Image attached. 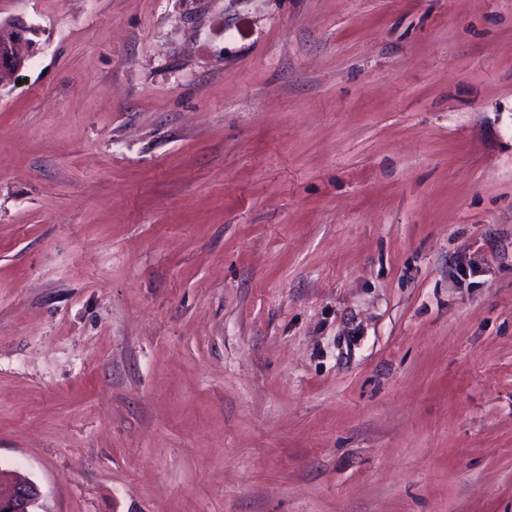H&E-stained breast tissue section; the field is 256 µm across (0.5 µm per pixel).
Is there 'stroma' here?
<instances>
[{
	"instance_id": "stroma-1",
	"label": "stroma",
	"mask_w": 512,
	"mask_h": 512,
	"mask_svg": "<svg viewBox=\"0 0 512 512\" xmlns=\"http://www.w3.org/2000/svg\"><path fill=\"white\" fill-rule=\"evenodd\" d=\"M0 469L40 512H512V0H0ZM33 28L22 18L0 21V85L10 82L31 58L36 43ZM2 49V51H1Z\"/></svg>"
}]
</instances>
